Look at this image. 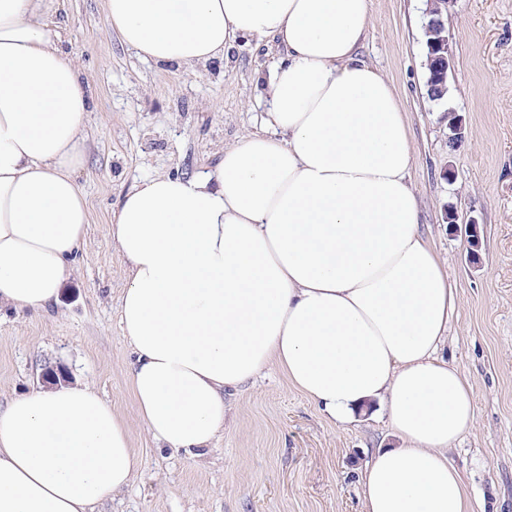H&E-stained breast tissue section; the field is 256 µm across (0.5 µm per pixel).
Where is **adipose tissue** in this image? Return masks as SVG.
I'll return each mask as SVG.
<instances>
[{"instance_id":"ef3b65f1","label":"adipose tissue","mask_w":512,"mask_h":512,"mask_svg":"<svg viewBox=\"0 0 512 512\" xmlns=\"http://www.w3.org/2000/svg\"><path fill=\"white\" fill-rule=\"evenodd\" d=\"M0 0V310H46L86 234L85 82L43 16ZM371 0H105L143 61L198 75L238 41L285 56L260 88L265 133L189 176L127 191L109 225L140 421L163 447L212 448L224 391L275 365L331 420L380 400L401 447L361 478L365 512H474L448 447L475 415L437 351L455 297L422 234L408 126L358 47ZM125 422L86 386L0 411V512H93L136 477Z\"/></svg>"}]
</instances>
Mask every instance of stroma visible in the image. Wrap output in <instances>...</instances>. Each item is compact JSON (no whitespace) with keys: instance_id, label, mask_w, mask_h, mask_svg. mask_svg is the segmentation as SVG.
Instances as JSON below:
<instances>
[{"instance_id":"obj_1","label":"stroma","mask_w":512,"mask_h":512,"mask_svg":"<svg viewBox=\"0 0 512 512\" xmlns=\"http://www.w3.org/2000/svg\"><path fill=\"white\" fill-rule=\"evenodd\" d=\"M428 9L429 0H372L359 55L391 81L406 116L420 228L455 290L441 354L470 381L476 416L448 460L483 512H512V0H451V95L441 103L426 88ZM45 22L88 83L89 140L76 181L90 222L57 303L39 315L0 314V410L46 388L52 369L60 385H89L112 405L142 467L94 512H362L367 463L401 445L379 402L337 423L272 367L225 392L224 433L200 454L158 445L130 389L133 355L117 313L126 263L108 234L112 212L142 180L192 175L262 132L257 79L280 48L241 41L191 76L123 45L103 0H53ZM452 112L466 127L456 149ZM451 212L477 222L478 246L448 223Z\"/></svg>"}]
</instances>
